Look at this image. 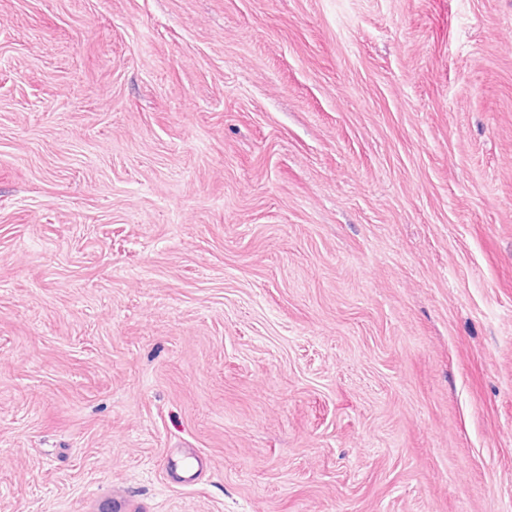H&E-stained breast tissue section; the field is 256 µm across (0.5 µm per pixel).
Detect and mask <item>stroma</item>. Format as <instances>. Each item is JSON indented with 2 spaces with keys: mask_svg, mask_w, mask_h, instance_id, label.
<instances>
[{
  "mask_svg": "<svg viewBox=\"0 0 512 512\" xmlns=\"http://www.w3.org/2000/svg\"><path fill=\"white\" fill-rule=\"evenodd\" d=\"M0 512H512V0H0Z\"/></svg>",
  "mask_w": 512,
  "mask_h": 512,
  "instance_id": "obj_1",
  "label": "stroma"
}]
</instances>
